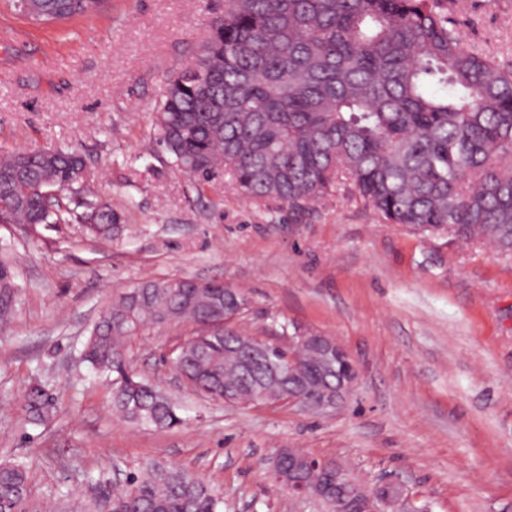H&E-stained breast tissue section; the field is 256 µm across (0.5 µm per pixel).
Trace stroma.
<instances>
[{
	"mask_svg": "<svg viewBox=\"0 0 512 512\" xmlns=\"http://www.w3.org/2000/svg\"><path fill=\"white\" fill-rule=\"evenodd\" d=\"M224 0H112L108 13L39 24L0 9V152L82 154L121 212L108 239L78 224H0L15 285L0 321V459L28 466L62 505L92 501L116 470L165 460L224 497V512H326L270 476L280 448L400 478L427 512H512V260L486 245L387 223L347 186L302 212L249 199L228 173L204 189L155 142L167 75L208 38ZM467 46L512 60V0H458ZM218 281L246 299L235 327L284 344L285 325L335 337L359 377L342 406L228 404L172 366L188 321L130 339L137 375L183 418L135 426L82 360L112 298L148 279ZM53 394L52 422L23 411ZM51 397V396H50ZM53 397L48 401V393L39 386L29 388L25 396L24 412L29 423L43 425L53 416Z\"/></svg>",
	"mask_w": 512,
	"mask_h": 512,
	"instance_id": "1",
	"label": "stroma"
}]
</instances>
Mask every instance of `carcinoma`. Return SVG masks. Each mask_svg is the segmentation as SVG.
Here are the masks:
<instances>
[{"label": "carcinoma", "mask_w": 512, "mask_h": 512, "mask_svg": "<svg viewBox=\"0 0 512 512\" xmlns=\"http://www.w3.org/2000/svg\"><path fill=\"white\" fill-rule=\"evenodd\" d=\"M19 0L36 23L98 16L110 0ZM441 0H224L209 39L167 79L154 113L159 145L198 188L221 170L252 199L304 211L340 183L391 224L487 243L512 257V64L468 48ZM85 159L67 149L0 154V221L83 223L108 238L121 216L97 198ZM78 198H49L51 188ZM0 262V317L13 303ZM245 298L221 283L152 279L119 294L93 324L83 356L110 379L112 409L135 425L183 423L169 396L133 372L126 342L151 324L190 321L200 334L173 365L198 392L254 403L257 394L336 387V365L311 336L297 374H268L253 338L211 322ZM55 406L39 386L24 412L43 425ZM224 498L185 469L151 460L127 471L109 512H221ZM0 512H57L25 466L0 461Z\"/></svg>", "instance_id": "1"}]
</instances>
